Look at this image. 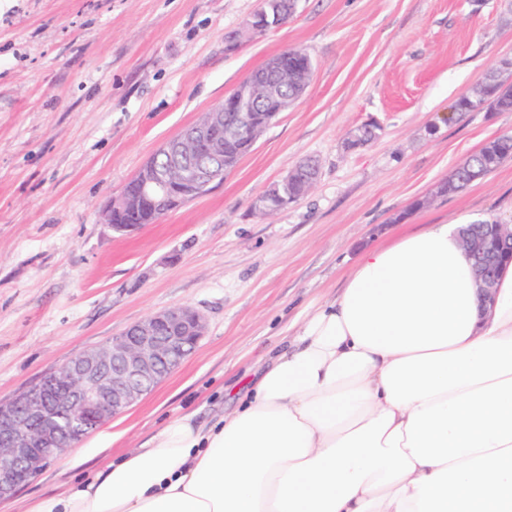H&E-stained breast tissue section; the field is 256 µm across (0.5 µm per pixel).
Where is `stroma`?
Instances as JSON below:
<instances>
[{"instance_id":"obj_1","label":"stroma","mask_w":512,"mask_h":512,"mask_svg":"<svg viewBox=\"0 0 512 512\" xmlns=\"http://www.w3.org/2000/svg\"><path fill=\"white\" fill-rule=\"evenodd\" d=\"M261 5L0 0V400L149 314L189 306L206 323L178 369L0 512H29L171 418L213 420L364 248L410 224H512V160L437 193L512 135V112L456 109L512 56V0H298L287 24L229 48ZM289 48L311 57V82L223 181L159 223H104L165 140ZM364 124L378 137L346 148ZM306 158L313 191L261 219L255 197ZM512 159V143L508 138L499 137L486 142L482 148L472 155L464 164L455 168L439 187L441 194H453L473 182V171L476 169L492 173L503 163Z\"/></svg>"}]
</instances>
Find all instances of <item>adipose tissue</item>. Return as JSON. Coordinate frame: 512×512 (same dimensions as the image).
<instances>
[{
  "label": "adipose tissue",
  "mask_w": 512,
  "mask_h": 512,
  "mask_svg": "<svg viewBox=\"0 0 512 512\" xmlns=\"http://www.w3.org/2000/svg\"><path fill=\"white\" fill-rule=\"evenodd\" d=\"M452 224L367 248L232 411L169 420L33 512H512V263Z\"/></svg>",
  "instance_id": "ef3b65f1"
}]
</instances>
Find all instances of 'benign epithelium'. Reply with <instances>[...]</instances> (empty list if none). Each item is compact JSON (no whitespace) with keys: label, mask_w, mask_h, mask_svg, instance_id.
<instances>
[{"label":"benign epithelium","mask_w":512,"mask_h":512,"mask_svg":"<svg viewBox=\"0 0 512 512\" xmlns=\"http://www.w3.org/2000/svg\"><path fill=\"white\" fill-rule=\"evenodd\" d=\"M295 69L285 60L274 65L262 80L243 81L232 93L228 114L208 111L167 139L159 152L172 161L158 165L148 161L150 178L139 194L120 195L104 208V220L112 212H136L153 204L179 184L192 190L207 187L224 156V139L256 143L264 124L256 120L259 105L270 98L288 109L282 82ZM224 136H219V131ZM463 247L477 255L474 279L482 306L493 303L498 270L503 256L512 260V224H493L487 236H474L458 226ZM203 316L187 306L172 307L129 326L112 343L85 350L63 366L10 398L0 400V501L12 498L36 477L47 463L64 455L71 439L122 414L149 394L195 349L204 335Z\"/></svg>","instance_id":"7a95c632"}]
</instances>
